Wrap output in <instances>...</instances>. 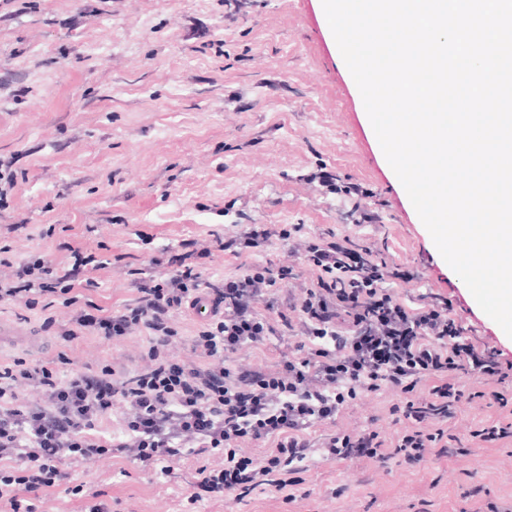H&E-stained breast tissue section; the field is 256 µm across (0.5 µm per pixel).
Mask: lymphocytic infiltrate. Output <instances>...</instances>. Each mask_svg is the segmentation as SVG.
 <instances>
[{"instance_id": "f902f5d3", "label": "lymphocytic infiltrate", "mask_w": 512, "mask_h": 512, "mask_svg": "<svg viewBox=\"0 0 512 512\" xmlns=\"http://www.w3.org/2000/svg\"><path fill=\"white\" fill-rule=\"evenodd\" d=\"M278 236L284 246L300 245V257L318 271L316 282L296 287L294 266L254 263L221 281L200 271L208 247L195 241L164 248L155 262L169 275L135 278L134 303L108 313L73 296L84 281L85 256L57 270L43 259L18 262L0 281V302L36 308L40 300L65 297L75 306L74 324L106 339L140 331L147 350L123 375L97 372L58 374L47 365L17 361L0 369V484L27 490L66 479V461L112 454L143 465L179 455L184 449L224 453L220 468L197 472L195 489L215 496L253 490L268 474L307 466L315 459L386 461L401 456L426 461L442 433L430 424L451 418L466 394L465 375L494 383L489 401L506 405L498 384L512 380V362L497 347H476L463 335L447 299L412 307L393 291L411 272L391 266L373 247L347 239L298 240L295 229L272 232L247 224L225 237L223 248L239 255ZM209 301L213 312L190 340L192 358L174 356L178 337L172 318ZM287 343L274 366L237 363L243 349ZM435 384L424 397L414 390L425 379ZM391 388L406 399L394 412L413 430L392 447L377 431L314 438L318 426L335 420L360 391ZM35 400L20 397V389ZM119 412L121 438L96 437V422ZM245 440L269 441L264 459L243 452Z\"/></svg>"}]
</instances>
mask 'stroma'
Returning a JSON list of instances; mask_svg holds the SVG:
<instances>
[{
  "label": "stroma",
  "mask_w": 512,
  "mask_h": 512,
  "mask_svg": "<svg viewBox=\"0 0 512 512\" xmlns=\"http://www.w3.org/2000/svg\"><path fill=\"white\" fill-rule=\"evenodd\" d=\"M363 100L340 53L310 44L298 0H0V160L16 185L0 209V277L10 264L43 257L51 266L89 256L84 299L106 311L133 303L139 273L166 274L151 259L166 247L207 242L213 281L253 262L291 264L278 239L239 256L220 245L245 224L300 225L305 239L347 237L375 246L391 265L418 272L402 299L444 294L429 273L447 263L387 160L370 166L355 148L347 113ZM355 185L359 194L342 189ZM374 211L379 223L364 224ZM73 307L0 303L11 336L0 366L87 372L138 364L141 334L64 341ZM474 400L440 427L455 447L425 465L401 458L318 461L271 474L243 497L192 500L199 468L220 452L167 457L145 467L112 456L70 461L54 487L0 492L34 512H463L512 497V437L484 441L512 411L487 405L491 386L471 376ZM403 394L362 392L323 438L371 428L388 442L410 426L396 420ZM293 485H286V478Z\"/></svg>",
  "instance_id": "1"
}]
</instances>
